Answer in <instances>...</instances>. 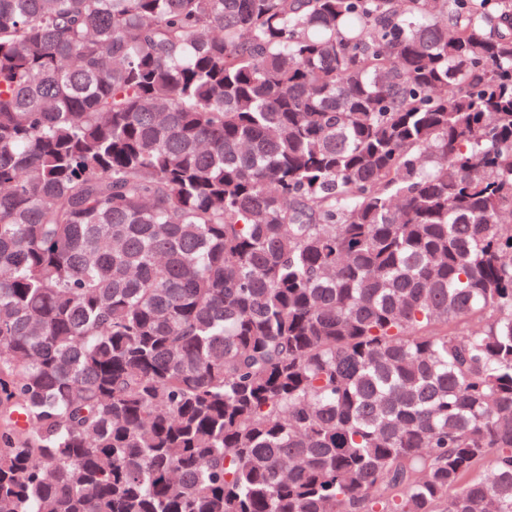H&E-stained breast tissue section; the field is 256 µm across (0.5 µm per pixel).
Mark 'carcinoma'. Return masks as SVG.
<instances>
[{"label":"carcinoma","mask_w":512,"mask_h":512,"mask_svg":"<svg viewBox=\"0 0 512 512\" xmlns=\"http://www.w3.org/2000/svg\"><path fill=\"white\" fill-rule=\"evenodd\" d=\"M505 213L512 0H0V512H512Z\"/></svg>","instance_id":"obj_1"}]
</instances>
